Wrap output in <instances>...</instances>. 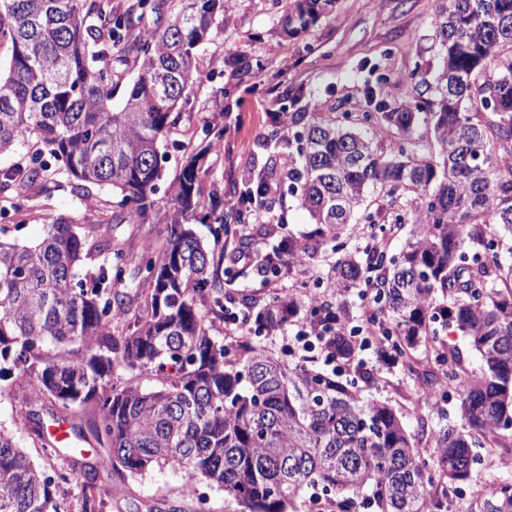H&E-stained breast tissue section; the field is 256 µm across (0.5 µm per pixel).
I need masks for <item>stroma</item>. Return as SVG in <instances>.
<instances>
[{"label": "stroma", "instance_id": "stroma-1", "mask_svg": "<svg viewBox=\"0 0 512 512\" xmlns=\"http://www.w3.org/2000/svg\"><path fill=\"white\" fill-rule=\"evenodd\" d=\"M435 0H336L331 14L304 29L283 23L280 0H226L221 30L198 52L197 65L206 78L196 84L181 105L182 120L167 140L166 176L158 185L155 216L147 224H116L113 237L129 255L160 242L165 219L172 206L171 183L195 155L206 172L204 187L218 185L222 201L234 192L249 171L260 168L266 153L263 140L272 128V116L290 111L284 100L286 87L303 86L319 111L336 115L367 111L365 88L374 86L378 99L401 106L434 94L443 66L435 40ZM247 59L249 72L239 70ZM105 188L92 189L90 196L72 193L62 184L51 195L34 199L24 217L1 220L8 239L22 243L37 241L42 227L59 216L79 224L94 223L99 200L108 198ZM313 226L308 213L292 196L276 201L271 211L250 219L244 232L252 248L272 250L281 240H305ZM335 256L321 247L306 265L267 277L257 267L233 269L230 296L268 302L275 294L296 289L298 294L323 292L329 285ZM365 398L387 401L402 414L409 432H416L418 419L429 426L459 423L458 404L430 403L420 399L418 381L405 366L377 373L373 384H361ZM22 389L0 396V427L11 432L21 449L43 470L54 472L60 457L45 452L37 440L38 425L50 424L47 410L36 416L22 413ZM500 447L480 448L466 494L448 497V512H479L480 492L503 480L512 481V452L504 449L512 441V429L499 437ZM185 478L170 468H156L136 479L116 476L103 481V512H243L238 502L223 490L210 488L205 504L183 491Z\"/></svg>", "mask_w": 512, "mask_h": 512}]
</instances>
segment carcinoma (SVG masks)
<instances>
[{"instance_id": "obj_1", "label": "carcinoma", "mask_w": 512, "mask_h": 512, "mask_svg": "<svg viewBox=\"0 0 512 512\" xmlns=\"http://www.w3.org/2000/svg\"><path fill=\"white\" fill-rule=\"evenodd\" d=\"M334 3L285 0L284 20L304 29ZM223 19L224 0H0V38L10 44L0 62V156L26 149L22 161L0 169V215H23L61 173L80 196L112 189L94 224L59 216L35 244L0 239V381L31 382L40 400L70 414L97 404L89 432L73 430L101 446L84 470L83 512H101L100 478L164 466L217 486L247 512H288L305 489L336 496V512H442L432 490L447 495L466 485L476 449L512 428V263L498 259L500 245L512 241V0H438L444 61L432 100L390 109L369 87L378 112L338 124L301 104L303 90H286L295 110L264 138L267 160L242 180L236 208L212 213L211 241L188 224L203 196L194 157L173 182L161 244L134 260L112 238V225L150 221L162 143L181 117L179 101L203 80L198 47ZM373 118L399 137L377 141ZM420 124L439 153L406 137ZM273 181L316 224L288 262L331 244L336 299L280 294L261 316L286 303L332 334L354 316L346 294L364 285L367 323L409 370L419 344L437 342L438 319L477 352L478 368L468 371L443 347L435 367L419 374L435 393L445 368L463 379L460 425L433 430L418 421L417 434L435 441L432 461L420 457L392 406L361 398L356 380L373 373L343 377L359 357L348 337H336L341 370L327 374L258 345L233 350L210 334L208 322L224 317L214 256L236 225L273 208ZM371 192L393 210L390 231L410 229L397 253L369 234L359 259L342 231L359 221L379 226L362 209ZM132 263L139 280L131 295L118 286ZM128 315L131 333L112 335L115 320ZM134 370L154 372L155 383L118 381ZM65 464L43 471L1 429L0 512H61L57 489L78 459ZM479 507L512 512V481L497 483Z\"/></svg>"}]
</instances>
